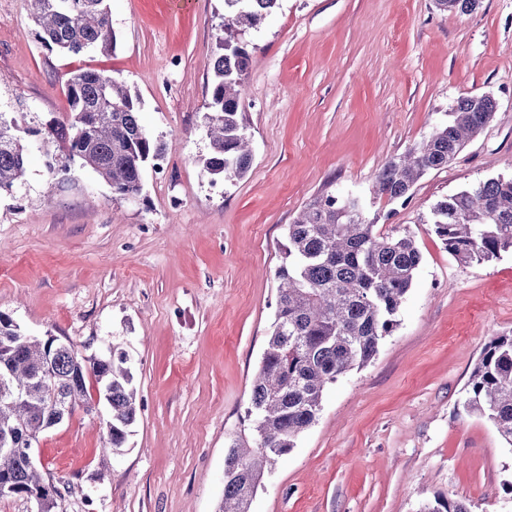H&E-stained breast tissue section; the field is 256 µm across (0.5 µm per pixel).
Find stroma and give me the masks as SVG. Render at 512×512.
Instances as JSON below:
<instances>
[{
  "mask_svg": "<svg viewBox=\"0 0 512 512\" xmlns=\"http://www.w3.org/2000/svg\"><path fill=\"white\" fill-rule=\"evenodd\" d=\"M115 50L60 55L32 34L27 0H0V111L39 128L69 110V72L94 68L141 98L164 170L116 200L91 169L50 180L42 151L0 196V312L84 355L125 349L139 409L123 451L101 414L75 412L39 441L59 512H215L224 459L247 427L274 320L286 228L314 196L367 202L381 231L409 230L423 261L374 359L330 386L250 512H419L439 498L512 512V446L461 407L471 370L512 335V253L455 261L425 219L474 183L512 176V0L472 13L435 0H279L252 46L244 112L252 164L213 180L203 115L224 0H109ZM488 126L418 181L406 204L372 197L376 173L468 95Z\"/></svg>",
  "mask_w": 512,
  "mask_h": 512,
  "instance_id": "obj_1",
  "label": "stroma"
}]
</instances>
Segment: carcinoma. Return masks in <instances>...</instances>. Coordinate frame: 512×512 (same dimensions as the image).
<instances>
[{"label": "carcinoma", "instance_id": "1", "mask_svg": "<svg viewBox=\"0 0 512 512\" xmlns=\"http://www.w3.org/2000/svg\"><path fill=\"white\" fill-rule=\"evenodd\" d=\"M35 38L62 54L116 45L107 0H28ZM278 0H224V35L217 42L208 112V174L231 182L251 167L244 118V84L250 62L239 35L259 27ZM443 12L469 13L479 0H436ZM70 112L45 128L22 125L24 113L0 111V193H9L26 173L30 145L52 162L49 173L71 179L90 168L119 200L142 192L145 166L163 154L140 121L141 101L125 84L92 68L69 73ZM498 103L490 95L459 99L429 135L390 161L376 176L373 195L407 202L428 172L448 166L493 120ZM424 223L433 227L461 264L491 262L512 252V177L490 178L437 201ZM284 260L275 271L276 311L253 380L246 411L249 435L229 445L224 461V497L216 512H249L265 472L296 447L317 420L325 389L353 369L366 366L380 341L397 326V314L423 256L411 233L399 226L376 230L356 196L327 191L311 198L287 228ZM95 382L107 408L108 450L124 448L137 416V390L125 350L86 356L68 341L47 345L27 337L0 312V499L22 498L36 512H58L60 487L38 471L33 449L53 427L82 410L94 412ZM463 409L491 422L512 446V335L494 339L475 364ZM420 512H473L471 504L437 500Z\"/></svg>", "mask_w": 512, "mask_h": 512}]
</instances>
